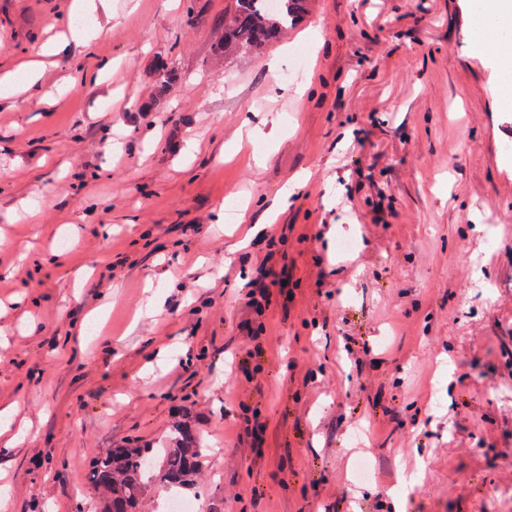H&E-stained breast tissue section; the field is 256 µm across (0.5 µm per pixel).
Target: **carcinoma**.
Listing matches in <instances>:
<instances>
[{
	"label": "carcinoma",
	"instance_id": "obj_1",
	"mask_svg": "<svg viewBox=\"0 0 512 512\" xmlns=\"http://www.w3.org/2000/svg\"><path fill=\"white\" fill-rule=\"evenodd\" d=\"M309 0H234L224 10L223 39L215 49L217 59L259 55L280 42L308 13ZM179 80L166 59L156 62L158 95L164 96ZM205 444L185 420L176 424L161 449L127 443L93 455L88 464L94 512H147L149 492L176 491L197 494L202 488Z\"/></svg>",
	"mask_w": 512,
	"mask_h": 512
}]
</instances>
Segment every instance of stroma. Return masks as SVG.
<instances>
[{"mask_svg": "<svg viewBox=\"0 0 512 512\" xmlns=\"http://www.w3.org/2000/svg\"><path fill=\"white\" fill-rule=\"evenodd\" d=\"M232 3L87 0L83 40L73 0H0V75L43 63L0 94V512H91L89 454L186 409L197 512H393L411 475L405 512H512L507 24L310 0L208 63ZM273 235L292 300L259 311ZM179 80L177 71L167 59H158L156 62V82L158 95L164 96L167 91Z\"/></svg>", "mask_w": 512, "mask_h": 512, "instance_id": "35a3bbf8", "label": "stroma"}]
</instances>
